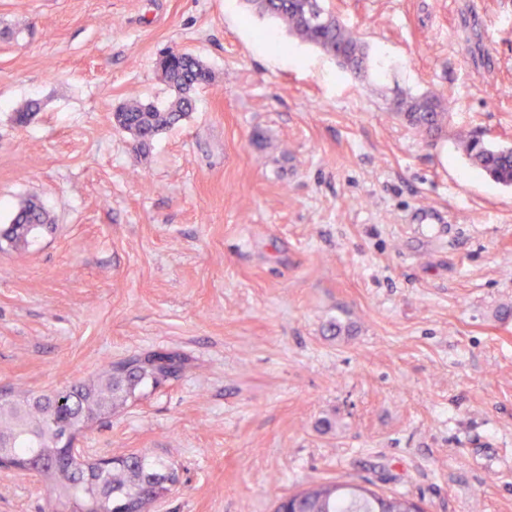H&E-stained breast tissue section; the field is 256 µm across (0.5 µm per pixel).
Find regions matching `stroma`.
<instances>
[{
  "label": "stroma",
  "mask_w": 512,
  "mask_h": 512,
  "mask_svg": "<svg viewBox=\"0 0 512 512\" xmlns=\"http://www.w3.org/2000/svg\"><path fill=\"white\" fill-rule=\"evenodd\" d=\"M324 5L383 74L242 0H0V231L30 199L52 218L27 249L0 238V388L179 355L78 434L89 461L170 466L146 512H275L317 479L512 512V188L455 142L512 146V0ZM171 47L214 83L143 155L113 113L170 98ZM427 92L450 99L431 143L392 110ZM0 512H53L43 477L0 472Z\"/></svg>",
  "instance_id": "1"
}]
</instances>
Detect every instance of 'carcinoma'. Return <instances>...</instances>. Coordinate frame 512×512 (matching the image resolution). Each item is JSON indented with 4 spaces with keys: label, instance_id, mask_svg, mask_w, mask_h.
Segmentation results:
<instances>
[{
    "label": "carcinoma",
    "instance_id": "carcinoma-1",
    "mask_svg": "<svg viewBox=\"0 0 512 512\" xmlns=\"http://www.w3.org/2000/svg\"><path fill=\"white\" fill-rule=\"evenodd\" d=\"M260 18L282 24L288 35L334 57L339 67L358 75L367 70L369 53L362 41L336 20L321 0H243ZM162 81L172 90L164 104L132 99L116 111L115 123L126 131L142 152L154 139L195 110L196 93L214 81L211 70L195 55L170 48L157 61ZM445 99L435 94L406 95L395 101L396 114L421 136L433 140L447 121ZM41 110L37 99H28L14 110V121L22 126ZM457 144L469 163L496 183L512 187V147L494 146L478 134L460 133ZM49 224L44 208L33 201L22 204L11 220L7 239L25 247ZM125 371L110 363L90 382L68 389L0 400V445L15 458L32 459L40 465L50 498L64 512H125L124 505L156 497L168 491L173 474L160 460L130 455L108 472H97L80 462L59 457L58 448L71 435L97 421L106 410H116L146 385L159 384L163 365L156 360L131 358ZM69 468L72 481L58 479L57 472ZM411 498L384 495L366 487L352 488L338 482H315L293 495L295 512H412Z\"/></svg>",
    "mask_w": 512,
    "mask_h": 512
}]
</instances>
